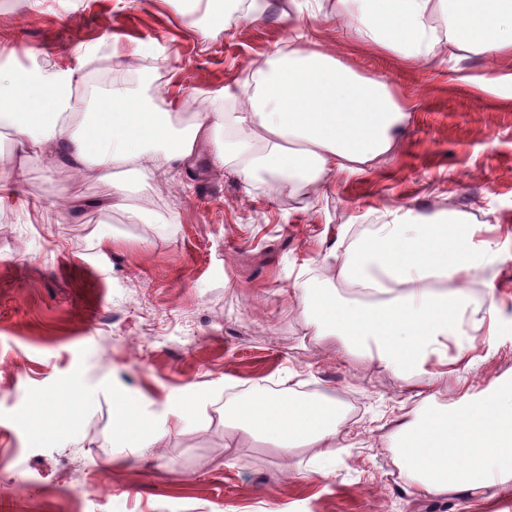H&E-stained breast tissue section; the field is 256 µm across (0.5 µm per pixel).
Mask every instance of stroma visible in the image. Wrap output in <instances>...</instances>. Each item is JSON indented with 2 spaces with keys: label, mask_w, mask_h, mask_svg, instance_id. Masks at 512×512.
Segmentation results:
<instances>
[{
  "label": "stroma",
  "mask_w": 512,
  "mask_h": 512,
  "mask_svg": "<svg viewBox=\"0 0 512 512\" xmlns=\"http://www.w3.org/2000/svg\"><path fill=\"white\" fill-rule=\"evenodd\" d=\"M262 22L181 16L171 0H0V50L24 68L33 47L61 65L98 48L96 89L125 82L157 111L195 116L250 62L284 38L278 0ZM308 37L337 48L362 73L387 78L413 118L388 161L337 180L333 192L290 200L199 165L157 177L143 201L139 175L119 170L124 207H101L112 185L74 178L41 157L0 207V512H512V485L481 498L402 493L389 449L394 422L421 399L392 374L306 331L292 301L303 258L318 257L326 224L375 221L387 207L434 203L497 225L499 254L472 278L495 294L500 330L474 339L475 363L458 367L430 401L451 408L512 382V87L476 84L489 62L414 67L343 39L313 21ZM153 49L155 78L140 79L113 50ZM258 386L304 401L334 392L356 401L348 447L290 454L235 435L224 455V403ZM78 397L68 437L34 436L35 402ZM193 402L191 423L159 448L137 452L117 434L125 402L156 415Z\"/></svg>",
  "instance_id": "35a3bbf8"
}]
</instances>
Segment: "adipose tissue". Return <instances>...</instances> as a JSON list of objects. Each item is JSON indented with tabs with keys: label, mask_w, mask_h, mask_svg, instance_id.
I'll use <instances>...</instances> for the list:
<instances>
[{
	"label": "adipose tissue",
	"mask_w": 512,
	"mask_h": 512,
	"mask_svg": "<svg viewBox=\"0 0 512 512\" xmlns=\"http://www.w3.org/2000/svg\"><path fill=\"white\" fill-rule=\"evenodd\" d=\"M322 2L287 0L281 16L288 37L244 82L209 98L186 128H175L122 81L88 107L80 91L90 84L94 58L79 47L67 67L34 48L25 51L29 68L0 66V127L13 130L21 161L58 154L77 177L108 183L116 168L142 176L188 168L208 144L214 165L230 168L245 186L270 184L302 197L387 160L411 118L385 77L360 73L307 39L306 21L336 22L365 47L415 65L443 52L455 61L512 58V0H335L328 13ZM350 230L340 224L322 254L323 277L312 276L314 262L306 259L293 284L311 336L336 338L345 352L426 392L450 367L468 362L474 333L497 335L495 306L474 301L467 285L498 243L479 237L465 214L392 207L367 234L353 239ZM340 283L369 291L371 300L339 297ZM191 414L175 408L156 422L126 405L118 432L131 448H154ZM224 415L285 451L313 444L328 457L348 435L335 397L303 402L284 388L235 395ZM390 449L410 495L474 497L512 482V383L460 400L448 413L418 408L392 432Z\"/></svg>",
	"instance_id": "adipose-tissue-1"
}]
</instances>
